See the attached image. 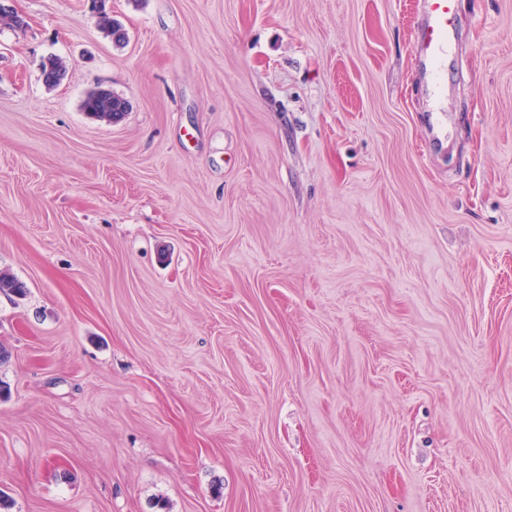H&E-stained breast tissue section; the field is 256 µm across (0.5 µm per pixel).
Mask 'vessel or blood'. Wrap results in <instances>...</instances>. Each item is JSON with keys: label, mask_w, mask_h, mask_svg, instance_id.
I'll list each match as a JSON object with an SVG mask.
<instances>
[{"label": "vessel or blood", "mask_w": 512, "mask_h": 512, "mask_svg": "<svg viewBox=\"0 0 512 512\" xmlns=\"http://www.w3.org/2000/svg\"><path fill=\"white\" fill-rule=\"evenodd\" d=\"M456 0H424L425 21L418 30L420 59L429 65L433 85H440L448 71V60L455 51L458 34Z\"/></svg>", "instance_id": "1"}]
</instances>
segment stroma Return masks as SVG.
I'll list each match as a JSON object with an SVG mask.
<instances>
[{
	"label": "stroma",
	"instance_id": "1",
	"mask_svg": "<svg viewBox=\"0 0 512 512\" xmlns=\"http://www.w3.org/2000/svg\"><path fill=\"white\" fill-rule=\"evenodd\" d=\"M457 2L437 112L420 0H0L11 512H512V0ZM97 26L105 37L110 38L115 45L120 46L125 43L127 38L125 29L119 22L112 19L105 4L102 5L97 15ZM98 89L91 91L83 101L84 111L109 123L121 121L129 112L128 101L112 91Z\"/></svg>",
	"mask_w": 512,
	"mask_h": 512
}]
</instances>
